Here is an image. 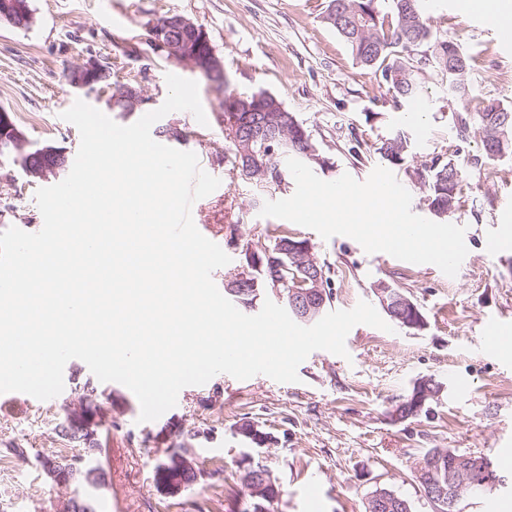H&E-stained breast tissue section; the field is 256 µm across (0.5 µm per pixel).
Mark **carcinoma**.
Instances as JSON below:
<instances>
[{"label": "carcinoma", "mask_w": 512, "mask_h": 512, "mask_svg": "<svg viewBox=\"0 0 512 512\" xmlns=\"http://www.w3.org/2000/svg\"><path fill=\"white\" fill-rule=\"evenodd\" d=\"M322 21L334 29L348 47L354 61L369 69L378 86L386 88L394 104L416 103L423 97L422 80L435 75L455 97L467 95L471 76L478 68L477 58L456 42L434 33L424 16L422 0H393L388 11L378 0H328ZM224 130L230 146L224 152V164L260 183L281 185L288 178L286 160L295 158L311 168L328 171L333 167L312 138L311 132L289 112L282 100L264 90H238L224 84ZM456 138L479 136L482 153L469 160L472 170L482 168L485 159L512 151V108L496 101H481L455 113ZM409 138L398 131L372 144L373 152L393 165L404 162ZM465 170L435 156L411 179L424 194L430 212L445 220L459 207L463 198ZM303 242L287 229L275 227L270 244L258 250L246 249V270L232 275L225 283L237 285L240 306L253 304L263 289H278L284 303L303 277L301 258L288 254V242ZM81 401L102 412L101 396L94 382L78 386ZM63 437L90 450L101 449L98 438L89 433L67 432ZM465 458L467 454L451 448H432L426 456H440L433 480L448 486V455ZM475 485L463 488L462 497L489 493L493 487L481 485V479L467 473L458 482Z\"/></svg>", "instance_id": "cac0c4a2"}]
</instances>
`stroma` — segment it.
Returning <instances> with one entry per match:
<instances>
[{
  "instance_id": "obj_1",
  "label": "stroma",
  "mask_w": 512,
  "mask_h": 512,
  "mask_svg": "<svg viewBox=\"0 0 512 512\" xmlns=\"http://www.w3.org/2000/svg\"><path fill=\"white\" fill-rule=\"evenodd\" d=\"M327 0H30V29L0 23V108L12 111L31 145L51 144L75 159L78 129L62 119L80 94L65 78L67 68L96 59L116 62L127 77L142 79L153 107L168 93L165 76L178 71L163 53L129 57L131 44H144L147 31L168 13L202 25L224 63L231 87L263 89L277 95L311 131L331 158L325 181L350 174L365 181L381 161L353 157L355 139L376 141L401 131L410 140L403 164L392 166L412 196L411 209L430 212L412 183L410 170L440 155L462 165L480 154L479 138L456 140L453 114L471 98L512 106V47H503L496 25L472 17L454 0H426L433 30L448 35L478 57L470 98H450L439 78L424 81L426 108L413 113L395 106L368 70L353 61L346 45L321 20ZM205 113L213 121L200 128L181 114L164 116L185 133L179 150L198 153L208 170L222 176L212 194L198 200L195 223L222 242L228 265L214 275L216 286L242 270L245 249L264 245L273 225L261 216L264 202L290 197L294 184L281 187L229 173L222 112L224 92L190 68ZM0 177V232L15 226L38 232L43 223L35 194L60 178L28 176L21 168ZM465 229L467 262L455 277L437 269L413 268L383 252L366 253L352 238L323 239L316 231L290 224L307 239L316 260L328 270L333 310L359 301L376 304L374 288L386 282L410 296L425 320L420 330L388 333L359 324L346 338L348 357L318 350L298 368L299 382L270 378L213 377L201 390H187L174 408L139 422L136 396L116 383H101L104 408L99 439L108 485L97 496L100 512H243L247 490L241 459L253 449L237 432L245 421L270 432L261 448L282 495L275 512H308L307 490L318 486L322 512H364L368 494L386 488L408 500L412 512H434L416 478L431 448H453L499 462L512 457V349L488 341L493 326L512 332V254L491 244L503 224L512 225V154L485 161L469 174L461 208L452 217ZM87 365L70 360L64 390L51 401L0 394V512H63L73 489L53 484L38 456L66 447L55 427L65 409H77L75 378L89 376ZM443 385L431 415L402 422L390 412L418 378ZM24 443L27 456L7 455L10 443ZM185 445L205 474L177 497L161 495L153 484L155 464L166 449Z\"/></svg>"
}]
</instances>
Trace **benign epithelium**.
<instances>
[{
  "mask_svg": "<svg viewBox=\"0 0 512 512\" xmlns=\"http://www.w3.org/2000/svg\"><path fill=\"white\" fill-rule=\"evenodd\" d=\"M176 28L183 33L184 40L176 43L173 41L157 40L160 48L169 53V58L177 63L185 64L192 69L206 75L207 77L224 83L226 73L224 71L223 61L213 52L205 55L194 53L192 55L186 52L191 44L202 47L208 44L205 29L198 27L187 17L169 13L162 18L157 29L156 35L161 36L167 31ZM68 82L72 88L92 93L98 90L110 89L115 97L123 99L121 112L132 114L139 108L149 102L145 96L141 85L131 83H119L108 87H101L99 83L103 80V64L97 60H91L81 66L74 67L67 71ZM28 141L26 137L13 130L6 113L0 114V150H8L16 155H23L28 158L25 166V172L34 178H44L57 170L65 167L67 157L65 153L58 150L52 153L51 158L44 160L39 155L27 151ZM313 269H308V279L304 281L306 288L291 289L290 300L294 312L300 322L309 324L316 320L319 311L325 303L324 285L320 277L312 275ZM377 295L381 299L382 305L393 303L396 311L390 312L393 319L400 322L404 327L419 328L422 326V317L416 306L410 303L402 294L390 288L376 289ZM443 389L442 384L430 377L418 379L415 382V390L408 402L407 411L395 408L393 414L395 417L405 416L409 419L420 415L430 404V399L438 395V391ZM98 415L94 411L81 409L69 414L71 427L76 431H90L97 423ZM168 463L161 465L154 472L155 486L158 492L167 497H177L185 490L187 482L185 477L198 471L196 461L188 457V452L179 448H170L166 452ZM42 470L56 484L70 485L76 482L75 472L68 466H65L59 460L43 459L41 460ZM433 472V465L422 463L419 465L416 475L419 483L423 484L426 496L430 500L448 497L449 502H454L458 498L460 488L457 484L448 483V487L435 485L430 481ZM261 483L257 488L251 489L252 497H259L265 500L275 499L280 495L279 488L274 480L271 471L268 468L261 469L259 472ZM370 502L376 509L382 507H407L397 494L390 492L388 494L375 493L370 496Z\"/></svg>",
  "mask_w": 512,
  "mask_h": 512,
  "instance_id": "benign-epithelium-1",
  "label": "benign epithelium"
}]
</instances>
